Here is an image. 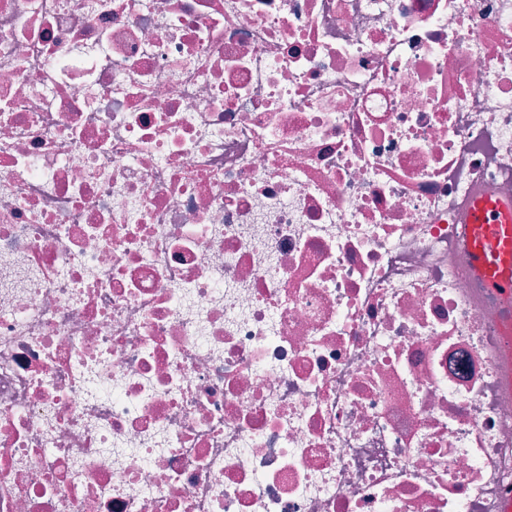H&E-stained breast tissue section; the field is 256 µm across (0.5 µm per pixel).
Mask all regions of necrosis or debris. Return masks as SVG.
Here are the masks:
<instances>
[{"label": "necrosis or debris", "mask_w": 512, "mask_h": 512, "mask_svg": "<svg viewBox=\"0 0 512 512\" xmlns=\"http://www.w3.org/2000/svg\"><path fill=\"white\" fill-rule=\"evenodd\" d=\"M512 0H0V512H506ZM469 270L490 292L512 301V202L483 195L469 205Z\"/></svg>", "instance_id": "1"}]
</instances>
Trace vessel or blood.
<instances>
[{
    "instance_id": "b4317fda",
    "label": "vessel or blood",
    "mask_w": 512,
    "mask_h": 512,
    "mask_svg": "<svg viewBox=\"0 0 512 512\" xmlns=\"http://www.w3.org/2000/svg\"><path fill=\"white\" fill-rule=\"evenodd\" d=\"M465 233L469 270L490 292L512 301V202L489 195L475 198Z\"/></svg>"
}]
</instances>
